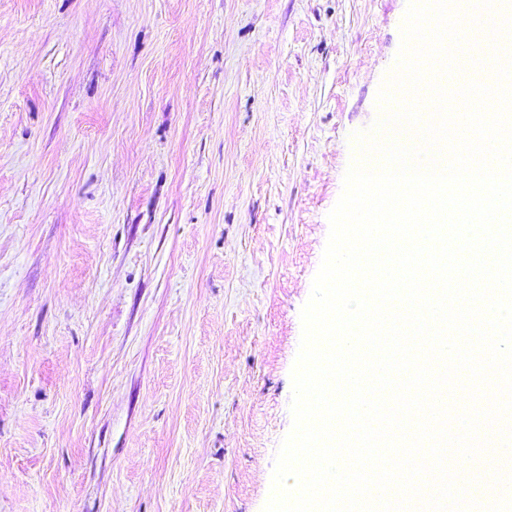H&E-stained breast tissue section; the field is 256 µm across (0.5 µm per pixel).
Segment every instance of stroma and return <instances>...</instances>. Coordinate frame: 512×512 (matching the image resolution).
<instances>
[{
	"label": "stroma",
	"instance_id": "obj_1",
	"mask_svg": "<svg viewBox=\"0 0 512 512\" xmlns=\"http://www.w3.org/2000/svg\"><path fill=\"white\" fill-rule=\"evenodd\" d=\"M408 0H0V512H263Z\"/></svg>",
	"mask_w": 512,
	"mask_h": 512
}]
</instances>
